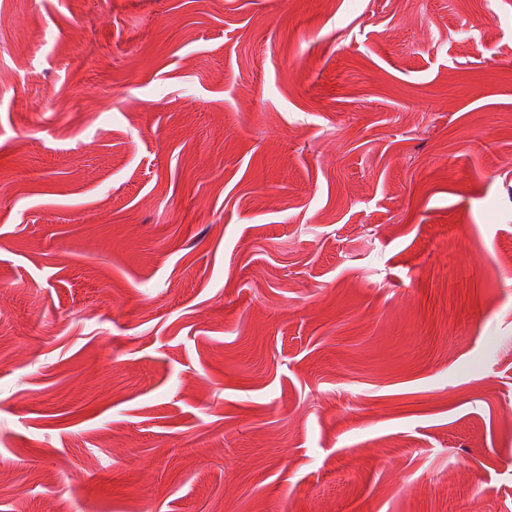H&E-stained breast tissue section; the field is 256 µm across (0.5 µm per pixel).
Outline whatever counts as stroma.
<instances>
[{"label": "stroma", "instance_id": "obj_1", "mask_svg": "<svg viewBox=\"0 0 512 512\" xmlns=\"http://www.w3.org/2000/svg\"><path fill=\"white\" fill-rule=\"evenodd\" d=\"M512 512V0H0V512Z\"/></svg>", "mask_w": 512, "mask_h": 512}]
</instances>
